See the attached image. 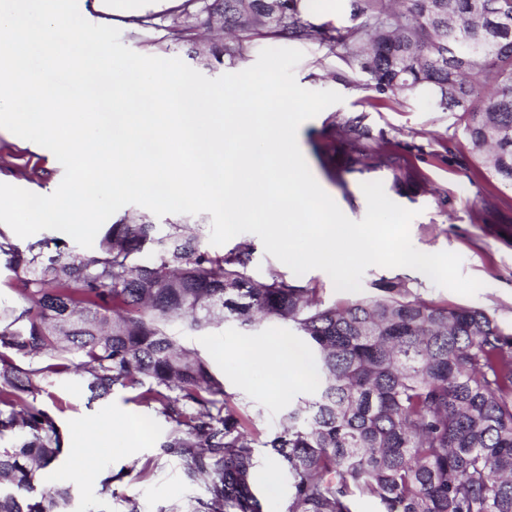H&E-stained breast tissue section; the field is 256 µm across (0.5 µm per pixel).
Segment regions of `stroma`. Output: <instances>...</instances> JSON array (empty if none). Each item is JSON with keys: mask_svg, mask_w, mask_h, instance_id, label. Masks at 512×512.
I'll return each mask as SVG.
<instances>
[{"mask_svg": "<svg viewBox=\"0 0 512 512\" xmlns=\"http://www.w3.org/2000/svg\"><path fill=\"white\" fill-rule=\"evenodd\" d=\"M114 0H78L80 14L94 24L116 27L120 41L137 53L164 58L177 57L209 78L241 71L242 63L217 65L212 56L193 54L188 43L173 44L166 26L182 0H134L130 7L116 10ZM152 16L154 26L140 31L134 23L140 16ZM304 57L295 68V78L308 90H333L343 97L298 130V145L309 169L322 189L350 219L361 220L367 203L361 185L379 181L389 186L391 177L383 171L347 173L334 167L340 145L331 133L334 119L364 114L375 136L389 141L418 173L421 189L388 194L396 204L413 210L410 225L414 247L424 253L449 251L462 258L463 274L477 278L482 289L472 297L436 286L426 275L411 268L373 266L362 277V295L374 294L379 285L403 282L412 295L451 306L479 307L489 312L507 331H512V192L489 177L470 155L458 115L431 109L420 98L398 95L384 101L371 90L350 83L349 68L326 43H299ZM457 153L456 159L442 160L443 146ZM64 169L46 148L0 128V183L11 184L39 195L53 193ZM291 328L275 321L244 327L225 321L208 328L183 330V344L208 360L213 372L224 381L225 392L255 415L261 432H273L289 405L304 397L308 385L300 380L280 392L264 371L245 372L239 354L247 348L269 347L273 339L291 335ZM223 358H215L216 348ZM79 368L50 375L47 392L39 404L54 418L63 436L64 452L57 464L41 471L39 484L70 489L71 512H94L103 505L99 490L103 479H111L114 496L106 504L110 512H127L128 500H135L139 512H169L173 506L190 508L206 495L201 477L186 473L180 458L163 448L172 425L164 417L136 405L126 390L106 400L89 401ZM111 417L125 425L140 426L142 434L126 448L104 451L97 468L87 479L72 477L80 462L72 452L74 426L82 421ZM259 460L257 488L264 512H285L291 479L272 459L268 449L256 451Z\"/></svg>", "mask_w": 512, "mask_h": 512, "instance_id": "35a3bbf8", "label": "stroma"}]
</instances>
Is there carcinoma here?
<instances>
[{
    "mask_svg": "<svg viewBox=\"0 0 512 512\" xmlns=\"http://www.w3.org/2000/svg\"><path fill=\"white\" fill-rule=\"evenodd\" d=\"M319 0H183L170 30L200 31L218 15L234 63L258 37L339 41L355 86L376 100L421 97L459 112L472 157L512 190V0H352L353 24L332 33L307 16ZM489 84L474 97L468 74ZM365 115L338 125L350 172L380 169L392 189L420 183L373 140ZM20 301L0 305V512H69L67 487L36 473L63 452L37 403L35 378L76 366L88 399L132 390V401L174 424L163 447L208 480L193 512H264L255 448L291 475L288 512H354L358 496L383 512H512V333L484 310L410 298L402 282L325 304L317 289L248 274L252 248L223 252L205 225L121 217L93 247L56 236L23 247L0 232V256ZM287 324L309 363L310 396L259 438L206 360L175 326L233 320ZM79 363H74V359Z\"/></svg>",
    "mask_w": 512,
    "mask_h": 512,
    "instance_id": "obj_1",
    "label": "carcinoma"
}]
</instances>
